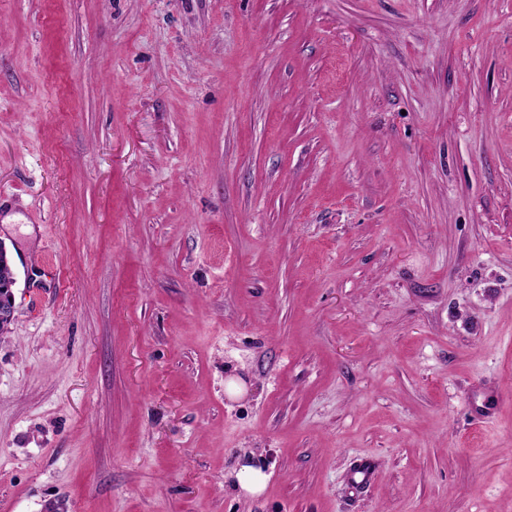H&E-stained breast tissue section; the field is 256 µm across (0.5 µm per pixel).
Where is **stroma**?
<instances>
[{"mask_svg": "<svg viewBox=\"0 0 512 512\" xmlns=\"http://www.w3.org/2000/svg\"><path fill=\"white\" fill-rule=\"evenodd\" d=\"M0 240V512H512V0H0ZM7 250L2 243H0V285L5 286L13 275V271L10 267L4 265L8 263ZM17 281L14 279L12 284L0 289V327L9 326L15 317V296L14 287ZM0 287V288H1ZM1 292L6 293V296L1 295ZM266 475L251 466H243L237 475L240 488L250 495L260 494L266 486Z\"/></svg>", "mask_w": 512, "mask_h": 512, "instance_id": "stroma-1", "label": "stroma"}]
</instances>
